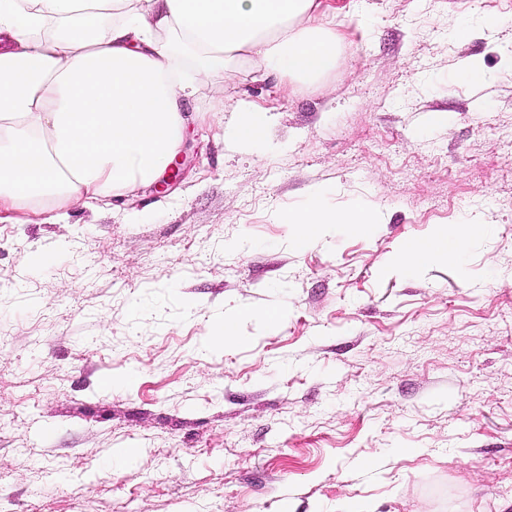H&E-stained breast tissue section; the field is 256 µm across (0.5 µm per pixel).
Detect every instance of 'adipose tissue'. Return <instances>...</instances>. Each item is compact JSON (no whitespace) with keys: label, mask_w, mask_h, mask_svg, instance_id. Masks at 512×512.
Here are the masks:
<instances>
[{"label":"adipose tissue","mask_w":512,"mask_h":512,"mask_svg":"<svg viewBox=\"0 0 512 512\" xmlns=\"http://www.w3.org/2000/svg\"><path fill=\"white\" fill-rule=\"evenodd\" d=\"M320 0H0V214L63 216L96 200L168 181L201 114L186 100L201 78L245 60L289 85L336 64L339 37ZM224 132L265 140L269 116L240 101ZM283 223L302 239L332 224H372L313 194Z\"/></svg>","instance_id":"ef3b65f1"}]
</instances>
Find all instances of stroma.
<instances>
[{"mask_svg": "<svg viewBox=\"0 0 512 512\" xmlns=\"http://www.w3.org/2000/svg\"><path fill=\"white\" fill-rule=\"evenodd\" d=\"M321 13L335 68L203 79L166 191L0 222L9 512H512V0ZM318 189L376 223L296 247ZM438 235L459 260L406 273ZM236 122L224 131V137L240 146L259 148L265 140L269 116L249 101H240ZM238 319L234 317H224V319L217 322L211 331L210 339L216 344H225L235 340L237 336Z\"/></svg>", "mask_w": 512, "mask_h": 512, "instance_id": "35a3bbf8", "label": "stroma"}]
</instances>
